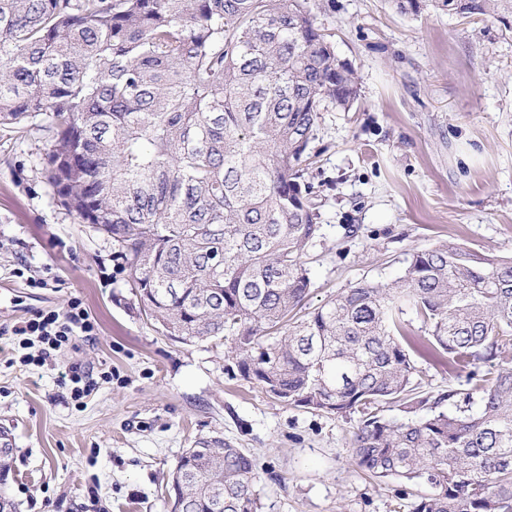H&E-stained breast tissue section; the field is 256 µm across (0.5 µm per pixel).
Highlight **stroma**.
<instances>
[{
	"label": "stroma",
	"mask_w": 512,
	"mask_h": 512,
	"mask_svg": "<svg viewBox=\"0 0 512 512\" xmlns=\"http://www.w3.org/2000/svg\"><path fill=\"white\" fill-rule=\"evenodd\" d=\"M358 100L321 113L310 171L322 190L307 308L387 283L444 240L512 254V14L463 17L443 0H311ZM49 136L0 130V427L16 450L19 512H171L166 483L200 437L253 456L262 512H393L398 481L353 463L355 420L289 407L232 377L226 345L182 344L140 315L112 245L61 206L42 168ZM46 280L31 288L27 277ZM79 299L95 325L26 363L7 335L25 312ZM88 371V396L66 376Z\"/></svg>",
	"instance_id": "1"
}]
</instances>
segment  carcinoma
I'll use <instances>...</instances> for the list:
<instances>
[{"instance_id": "carcinoma-1", "label": "carcinoma", "mask_w": 512, "mask_h": 512, "mask_svg": "<svg viewBox=\"0 0 512 512\" xmlns=\"http://www.w3.org/2000/svg\"><path fill=\"white\" fill-rule=\"evenodd\" d=\"M511 1L444 5L491 16ZM309 2L0 0V129L40 122L46 182L117 247L163 335L229 340L265 393L359 415L352 460L404 483L408 512H512V255L441 241L303 312L310 144L322 112L358 99ZM419 358L465 388L422 394ZM258 480L244 449L199 438L172 473L174 512H261Z\"/></svg>"}]
</instances>
